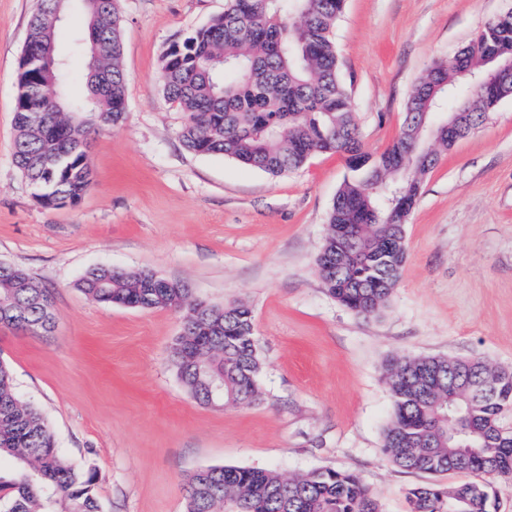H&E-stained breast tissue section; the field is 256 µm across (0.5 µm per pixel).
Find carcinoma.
I'll list each match as a JSON object with an SVG mask.
<instances>
[{
    "label": "carcinoma",
    "instance_id": "obj_1",
    "mask_svg": "<svg viewBox=\"0 0 512 512\" xmlns=\"http://www.w3.org/2000/svg\"><path fill=\"white\" fill-rule=\"evenodd\" d=\"M69 0H37L28 24L39 43L58 44ZM345 0H230L224 14L171 45L161 57L160 86L167 102L186 113L183 146L200 155L221 154L281 176L317 154L338 153L353 176L336 193L318 262L328 294L358 315L388 303L406 257L405 225L394 217L395 197L414 205L420 178L455 140L436 131L421 160L409 153L407 132L444 112L465 114V134L489 109L512 98V78L476 85L490 55L512 57V20L482 27L468 53L441 63L447 85L433 97L407 99L399 135L378 155L363 150L351 95L341 77L332 38ZM86 26L87 99L67 85L42 84L16 100L13 160L30 182L53 174L59 191L77 202L86 185L79 176L87 159L84 124L69 112H95L99 128L118 126L126 115L127 75L116 0L82 4ZM30 113L38 132L23 134ZM151 271L95 268L79 282L90 299L139 309L187 308L170 360L186 391L206 404L208 385L224 380L226 405L249 407L261 396L262 369L252 312L245 304L212 305L192 298L171 280L152 288ZM52 296L17 266L0 265V326L47 331ZM393 413L382 448L399 468L433 476L465 472L466 482L428 483L408 492L409 512H497L493 480L512 474V430L501 425L512 411V370L480 359L442 356L393 358L385 367ZM0 512H101L98 474L75 469L58 451L36 408L17 394L9 367L0 362ZM185 512H382L352 471L319 469L284 478L272 469L200 468L184 480Z\"/></svg>",
    "mask_w": 512,
    "mask_h": 512
}]
</instances>
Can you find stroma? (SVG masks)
<instances>
[{
  "label": "stroma",
  "mask_w": 512,
  "mask_h": 512,
  "mask_svg": "<svg viewBox=\"0 0 512 512\" xmlns=\"http://www.w3.org/2000/svg\"><path fill=\"white\" fill-rule=\"evenodd\" d=\"M228 0H117L126 120L89 136L93 180L47 208L13 163L16 74L36 0H0V263L53 295V327L0 326V359L61 454L98 472L101 512H184V478L208 466L357 473L383 512H408L427 474L382 448L393 358L448 355L512 369V98L441 154L406 220L389 303L362 317L325 291L318 254L351 172L319 154L279 177L186 150V116L165 101L160 60ZM512 0H346L333 40L364 149L398 135L408 95ZM107 266L149 270L212 305L245 303L263 362L249 408L193 399L169 361L181 313L88 299Z\"/></svg>",
  "instance_id": "stroma-1"
}]
</instances>
